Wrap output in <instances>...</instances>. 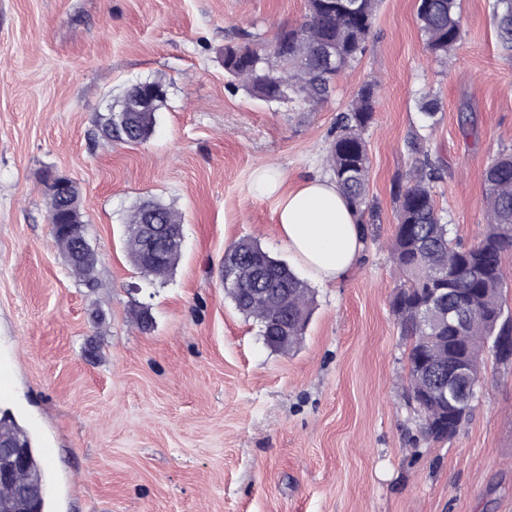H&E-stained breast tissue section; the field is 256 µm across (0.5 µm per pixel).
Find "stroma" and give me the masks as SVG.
Segmentation results:
<instances>
[{"label":"stroma","instance_id":"obj_1","mask_svg":"<svg viewBox=\"0 0 512 512\" xmlns=\"http://www.w3.org/2000/svg\"><path fill=\"white\" fill-rule=\"evenodd\" d=\"M494 3L462 0L444 64L424 49L416 0H379L366 52L310 107L255 98L224 72L225 44L271 42L304 22L305 0H0V364L14 376L0 413L45 452L48 512H512V365L487 359L460 432L425 440L390 307L392 191L413 169L411 135L443 163L438 212L467 245L485 227L483 170L512 150V51ZM151 80L167 93L151 136L98 139L99 115ZM372 80L378 222L345 280L312 285L300 342L273 349L222 283L238 240L289 258L250 174L273 162L292 185L328 177L336 117ZM426 95L440 102L431 125ZM49 171L79 191L96 290L53 243ZM146 199L184 218L163 279L124 246Z\"/></svg>","mask_w":512,"mask_h":512}]
</instances>
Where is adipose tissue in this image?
<instances>
[{"instance_id": "ef3b65f1", "label": "adipose tissue", "mask_w": 512, "mask_h": 512, "mask_svg": "<svg viewBox=\"0 0 512 512\" xmlns=\"http://www.w3.org/2000/svg\"><path fill=\"white\" fill-rule=\"evenodd\" d=\"M286 182L275 164L250 175L252 193L274 200L278 236L298 267L320 284L346 279L363 248L356 215L329 179L307 178L292 189Z\"/></svg>"}]
</instances>
